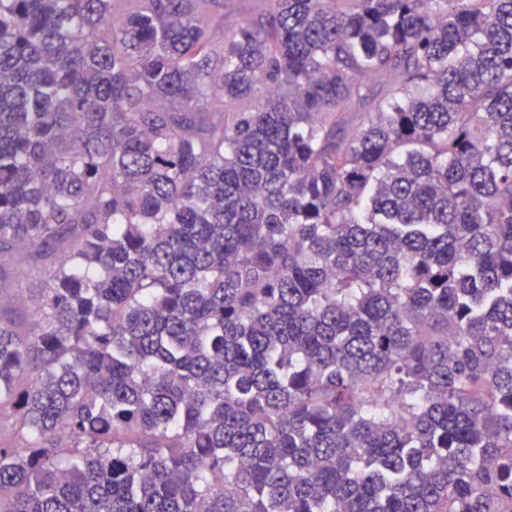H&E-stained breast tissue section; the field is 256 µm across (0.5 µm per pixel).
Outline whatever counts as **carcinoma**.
Listing matches in <instances>:
<instances>
[{
    "label": "carcinoma",
    "mask_w": 512,
    "mask_h": 512,
    "mask_svg": "<svg viewBox=\"0 0 512 512\" xmlns=\"http://www.w3.org/2000/svg\"><path fill=\"white\" fill-rule=\"evenodd\" d=\"M0 0V512H512V0ZM49 266L50 261L22 252L17 257L16 270L7 274L9 279L0 287L1 298L32 311L38 303L41 288H46Z\"/></svg>",
    "instance_id": "cac0c4a2"
}]
</instances>
